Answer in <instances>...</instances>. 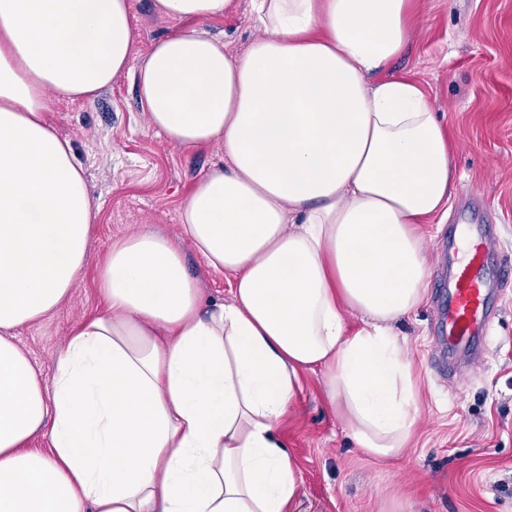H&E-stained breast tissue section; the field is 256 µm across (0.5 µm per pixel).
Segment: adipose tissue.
I'll return each mask as SVG.
<instances>
[{"mask_svg": "<svg viewBox=\"0 0 512 512\" xmlns=\"http://www.w3.org/2000/svg\"><path fill=\"white\" fill-rule=\"evenodd\" d=\"M232 6L154 0L172 20ZM251 11L264 34L244 52L193 29L137 69L158 133L224 148L180 224L230 299L205 301L177 242L133 232L98 273L103 312L47 380L13 332L66 301L97 207L46 93L110 86L134 29L129 0H0V512H292L278 427L305 370L366 455L403 452L416 391L393 325L425 299L421 226L447 215L454 177L421 88L380 77L411 36L410 0Z\"/></svg>", "mask_w": 512, "mask_h": 512, "instance_id": "1", "label": "adipose tissue"}]
</instances>
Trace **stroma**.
Returning <instances> with one entry per match:
<instances>
[{"label":"stroma","mask_w":512,"mask_h":512,"mask_svg":"<svg viewBox=\"0 0 512 512\" xmlns=\"http://www.w3.org/2000/svg\"><path fill=\"white\" fill-rule=\"evenodd\" d=\"M413 31L385 70L424 90L456 146L448 221L426 225L430 279L448 273V227L467 206L497 227L495 252L512 259V0H411ZM141 62L155 42L189 20L160 17L154 0H131ZM227 48L244 51L260 35L250 0L202 22ZM49 118L68 139L99 206L86 265L68 299L17 333L33 362L52 376L58 351L83 318L99 312L98 270L112 243L147 229L181 241L186 270L205 298L228 299L224 275L210 271L183 240L179 212L195 180L223 166L224 149L186 150L151 126L135 70L86 101L51 96ZM439 291L397 326L412 357L418 421L402 454L379 461L356 448L328 403L321 373L304 372L281 442L297 467L296 512H512V286L498 289L492 330L477 364L439 339Z\"/></svg>","instance_id":"35a3bbf8"}]
</instances>
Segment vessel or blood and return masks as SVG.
Returning <instances> with one entry per match:
<instances>
[{
    "label": "vessel or blood",
    "mask_w": 512,
    "mask_h": 512,
    "mask_svg": "<svg viewBox=\"0 0 512 512\" xmlns=\"http://www.w3.org/2000/svg\"><path fill=\"white\" fill-rule=\"evenodd\" d=\"M490 228L468 229L464 224L448 227L449 242L464 240L466 255L447 282V303L439 313L441 338L452 351L476 356V341L490 333V295L512 279V263H500L497 275L487 264L492 248Z\"/></svg>",
    "instance_id": "obj_1"
}]
</instances>
